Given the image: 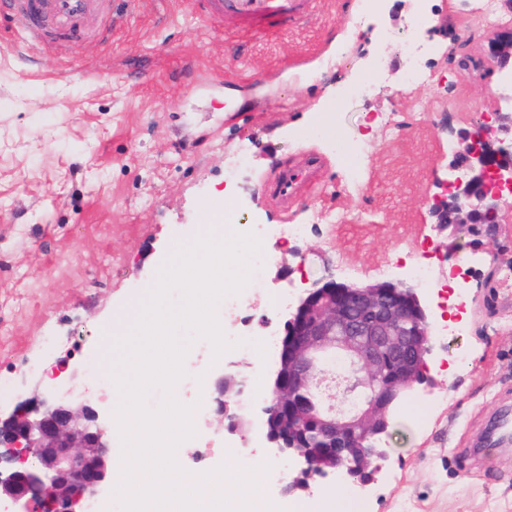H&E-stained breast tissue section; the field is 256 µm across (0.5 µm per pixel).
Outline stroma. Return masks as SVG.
Returning <instances> with one entry per match:
<instances>
[{"label":"stroma","instance_id":"1","mask_svg":"<svg viewBox=\"0 0 512 512\" xmlns=\"http://www.w3.org/2000/svg\"><path fill=\"white\" fill-rule=\"evenodd\" d=\"M446 25L445 43L470 30L468 52L480 54L491 28L473 26L465 0H431ZM417 0H384L365 21L351 51L336 54L345 18L360 0H314L307 19L280 33L234 36L195 14L188 0H112V40H55L38 57L10 44L12 22L0 14V410L45 384L68 359L80 385L99 369L97 351L115 315L154 280L172 243L194 238L203 209L227 198L245 221H305L315 208H341L347 224H315L303 239L276 247L266 269L270 291L300 297L325 276L364 286L383 281L380 269L400 243L433 237L438 279L467 260L469 314L455 334L435 336L426 384L401 399L386 438L390 460L365 489L366 512H512V446L486 443L493 410L512 403V217L493 235L442 229L433 212L437 180L451 155L446 133L474 131L470 115L512 110L503 72L459 75L455 61H437L448 85L431 123L394 141L366 121L416 100L427 87L402 86L404 60L379 32L403 35ZM380 59L379 88L346 104L332 127L365 138L366 195L341 189L347 161L332 137L307 139L302 129L327 112L339 82L360 78ZM248 162L224 178L228 153ZM325 165L289 214L265 197L267 174L308 155ZM284 313L256 301L226 322L232 342L220 357L190 341L184 368L216 374L233 361L256 397L246 410L259 419L272 391L274 360L252 359L246 343L281 332ZM464 362L449 368L451 352ZM207 445L234 449L237 467L268 466L263 485L280 496L283 512H323L322 495L335 476L310 493L281 497L275 474L284 456L259 427L246 439L206 420Z\"/></svg>","mask_w":512,"mask_h":512}]
</instances>
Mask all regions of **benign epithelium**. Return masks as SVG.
I'll return each mask as SVG.
<instances>
[{
    "label": "benign epithelium",
    "mask_w": 512,
    "mask_h": 512,
    "mask_svg": "<svg viewBox=\"0 0 512 512\" xmlns=\"http://www.w3.org/2000/svg\"><path fill=\"white\" fill-rule=\"evenodd\" d=\"M512 62V27L499 26L475 68L492 73ZM448 171L464 176L448 182V194L434 195L437 218L453 214L458 228L499 223L505 201L490 175L512 173V139L488 140L477 133ZM432 327L415 288L384 281L350 285L329 276L307 289L284 323L271 399L261 427L268 443L294 462L281 493H306L311 481L329 474L367 486L389 459L384 447L395 402L428 381ZM236 365L215 375L209 412L226 430L242 432ZM299 438L315 432L316 445L282 444L281 431ZM112 437L99 405L64 395L35 394L0 413V503L13 512H74L96 500L111 483Z\"/></svg>",
    "instance_id": "7a95c632"
}]
</instances>
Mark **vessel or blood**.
Here are the masks:
<instances>
[{
  "mask_svg": "<svg viewBox=\"0 0 512 512\" xmlns=\"http://www.w3.org/2000/svg\"><path fill=\"white\" fill-rule=\"evenodd\" d=\"M209 18L225 30L240 31L251 26L262 31L287 27L303 19L312 10L313 0H193ZM108 0H0V12L10 19L27 49L38 52L47 46L49 31L70 36L84 34L90 20H102ZM311 157L303 165L274 170L265 181L264 191L281 212L292 207L307 169L317 166Z\"/></svg>",
  "mask_w": 512,
  "mask_h": 512,
  "instance_id": "1",
  "label": "vessel or blood"
}]
</instances>
